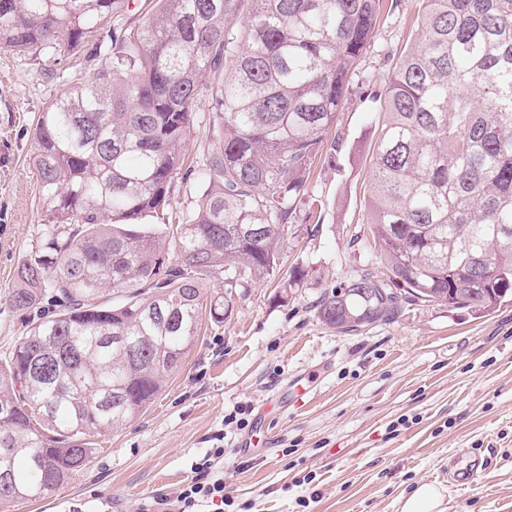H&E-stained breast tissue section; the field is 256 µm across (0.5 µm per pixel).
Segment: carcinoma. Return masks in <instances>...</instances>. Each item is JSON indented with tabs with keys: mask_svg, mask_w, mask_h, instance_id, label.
Returning a JSON list of instances; mask_svg holds the SVG:
<instances>
[{
	"mask_svg": "<svg viewBox=\"0 0 512 512\" xmlns=\"http://www.w3.org/2000/svg\"><path fill=\"white\" fill-rule=\"evenodd\" d=\"M383 2L0 0L1 49L96 62L34 131L44 223L9 302L39 315L0 362V504L68 482L89 438L146 410L237 289L301 282L299 268L280 273L288 226L298 205L322 204L310 173L336 149L328 134ZM419 2L381 92L368 189L386 273L323 297L322 320L342 331L392 320L404 302L512 303V0ZM205 97L223 143L186 170L202 191L176 214L181 146ZM212 279L221 290L206 298Z\"/></svg>",
	"mask_w": 512,
	"mask_h": 512,
	"instance_id": "1",
	"label": "carcinoma"
}]
</instances>
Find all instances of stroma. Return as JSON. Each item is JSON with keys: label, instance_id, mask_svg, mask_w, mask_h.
<instances>
[{"label": "stroma", "instance_id": "1", "mask_svg": "<svg viewBox=\"0 0 512 512\" xmlns=\"http://www.w3.org/2000/svg\"><path fill=\"white\" fill-rule=\"evenodd\" d=\"M418 0L383 11L301 208L282 270L300 284L239 289L222 323H205L179 371L137 418L97 440L89 463L46 498L0 512H141L172 494L191 465L221 447L224 505L205 512H401L422 482L445 512H512V304L477 315L409 302L389 322L343 332L322 321L325 292L365 268L383 270L367 224L380 90L416 25ZM84 54L61 59L0 50V361L27 316L8 295L42 224L30 165L36 117L61 89L87 81ZM316 379L310 401L291 391ZM243 410L245 429L224 418Z\"/></svg>", "mask_w": 512, "mask_h": 512}]
</instances>
